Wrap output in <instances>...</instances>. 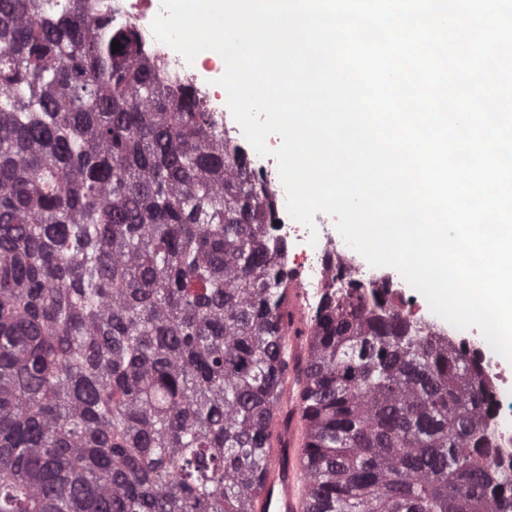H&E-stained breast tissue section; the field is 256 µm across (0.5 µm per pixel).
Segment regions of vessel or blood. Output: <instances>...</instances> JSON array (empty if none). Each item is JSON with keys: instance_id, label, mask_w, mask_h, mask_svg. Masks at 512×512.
Instances as JSON below:
<instances>
[{"instance_id": "obj_1", "label": "vessel or blood", "mask_w": 512, "mask_h": 512, "mask_svg": "<svg viewBox=\"0 0 512 512\" xmlns=\"http://www.w3.org/2000/svg\"><path fill=\"white\" fill-rule=\"evenodd\" d=\"M282 447L273 449L264 474L262 490L251 503V512H300L304 475L299 457L293 452L299 443L298 421L290 419L282 432Z\"/></svg>"}]
</instances>
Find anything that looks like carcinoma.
Returning a JSON list of instances; mask_svg holds the SVG:
<instances>
[{
	"instance_id": "obj_1",
	"label": "carcinoma",
	"mask_w": 512,
	"mask_h": 512,
	"mask_svg": "<svg viewBox=\"0 0 512 512\" xmlns=\"http://www.w3.org/2000/svg\"><path fill=\"white\" fill-rule=\"evenodd\" d=\"M89 12L0 0V512H250L288 394L277 204L193 87ZM335 282L293 386L302 512L511 502L477 355Z\"/></svg>"
}]
</instances>
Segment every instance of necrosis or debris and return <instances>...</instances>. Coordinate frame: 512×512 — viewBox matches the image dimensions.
Masks as SVG:
<instances>
[{"mask_svg": "<svg viewBox=\"0 0 512 512\" xmlns=\"http://www.w3.org/2000/svg\"><path fill=\"white\" fill-rule=\"evenodd\" d=\"M113 21L134 27L145 55L164 63L170 72L185 79L201 96L211 111L223 112L224 91L207 81L208 73L215 71L212 57H199L186 62L173 48L158 41L151 24L160 11V0H101ZM279 237L287 245L285 261L296 275V285L306 300H317L337 272L354 274L364 280L386 284L402 311L414 321L425 324L432 334L448 339L456 345L477 352L484 364L485 381L496 402V412L488 423L495 440V457L500 470L512 473V366L506 364L481 332L474 328L459 329L436 316L422 302V296L407 284L398 281L393 272L371 266L358 253L345 251L329 215L316 214L313 226L293 223L288 215H281L277 226Z\"/></svg>", "mask_w": 512, "mask_h": 512, "instance_id": "obj_1", "label": "necrosis or debris"}]
</instances>
